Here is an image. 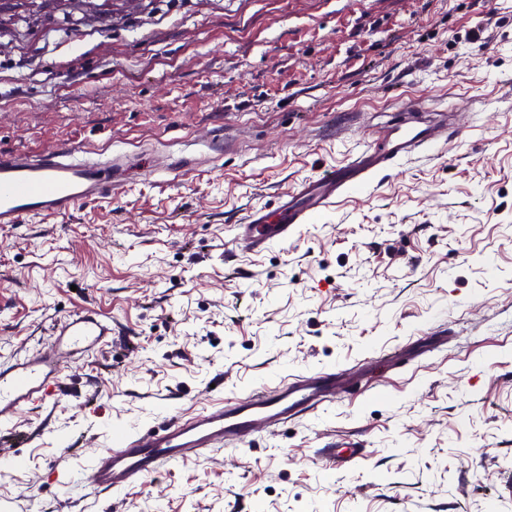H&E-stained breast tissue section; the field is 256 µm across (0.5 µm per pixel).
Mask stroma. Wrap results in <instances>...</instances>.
Listing matches in <instances>:
<instances>
[{
  "label": "stroma",
  "instance_id": "obj_1",
  "mask_svg": "<svg viewBox=\"0 0 512 512\" xmlns=\"http://www.w3.org/2000/svg\"><path fill=\"white\" fill-rule=\"evenodd\" d=\"M457 134L257 253L253 207L365 149L397 102ZM186 155L56 220L0 229V365L86 307L112 345L23 412L32 512H512V0H142L111 28L0 51V152ZM448 342L400 376L382 350ZM367 363L291 428L163 468L120 498L83 479L113 433L277 374ZM333 448H361L343 468ZM69 452L58 482L53 462Z\"/></svg>",
  "mask_w": 512,
  "mask_h": 512
}]
</instances>
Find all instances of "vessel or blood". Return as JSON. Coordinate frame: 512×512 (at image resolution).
<instances>
[{
  "label": "vessel or blood",
  "mask_w": 512,
  "mask_h": 512,
  "mask_svg": "<svg viewBox=\"0 0 512 512\" xmlns=\"http://www.w3.org/2000/svg\"><path fill=\"white\" fill-rule=\"evenodd\" d=\"M422 104L402 102L391 123L346 165L302 180L271 208L255 207L238 226L237 241L254 252L294 239L300 225L344 196L366 189L374 177L429 146L447 141L453 129L447 115L422 117ZM142 155L134 165L121 157L92 156L81 147L56 146L36 152L0 153V228L32 218L55 219L82 204L109 199L132 172L157 170ZM48 336L74 354L99 352L109 345L110 318L77 309L54 321ZM63 367L54 353L23 356L0 368V426L12 431L17 414L43 404L62 384ZM363 368L329 367L280 376L274 387L227 397L179 415H166L145 428L117 435L87 465L98 490L121 495L161 471L224 446L249 447L255 432L277 429L316 414L337 392L358 395Z\"/></svg>",
  "instance_id": "obj_1"
}]
</instances>
